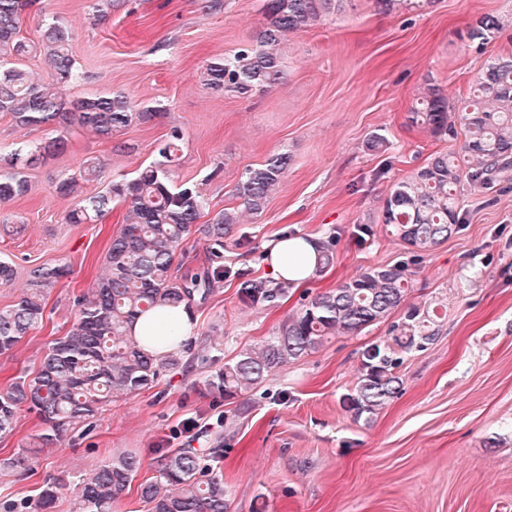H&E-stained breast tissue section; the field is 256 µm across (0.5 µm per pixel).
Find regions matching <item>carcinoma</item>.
<instances>
[{"mask_svg": "<svg viewBox=\"0 0 512 512\" xmlns=\"http://www.w3.org/2000/svg\"><path fill=\"white\" fill-rule=\"evenodd\" d=\"M32 0H0V113L25 126L68 125L72 122L103 140L133 121L147 122L157 112L138 109L124 95L88 96L71 108L53 91L55 85L78 78L69 54V32L52 18L41 26L40 55L49 70L48 83L32 81L9 60L28 55L33 46L21 35L22 19ZM345 0H265L268 23L254 44L233 55L210 62L203 82L214 90L246 95L281 78L280 47L285 36L316 25L341 8ZM503 28L496 15L485 14L467 31V38L489 43ZM411 122L440 137H463L460 153L435 152L427 162L398 182L383 201L384 223L394 229L415 260L458 232L464 222L458 207L461 189L488 185L512 172V54L491 60L476 76L469 100L455 106L434 84H427ZM179 130L157 149L161 160L141 169L131 181L114 180L105 191L80 201L65 220L89 224L100 220L112 201L127 206L121 228L107 251L104 273L86 294L77 298L76 320L67 333L54 340L36 371L16 378L0 393V434L13 431L16 414L25 406L45 425L41 447L58 444L77 428L87 434L94 418L111 398L132 394L153 384L179 364L173 355L156 358L137 344L132 327L138 317L160 308H193L224 281V240L233 235L242 212L260 214L288 171L291 156L271 155L247 169L235 188L243 209L226 208L206 224L199 223L205 202L191 187L175 188L169 169L178 160ZM68 139L62 133L36 146L17 147L6 166H0V203L26 197L31 186L22 167L28 160L63 154ZM104 173L100 161L86 160L79 176L65 177L55 186L58 194L76 192L79 182H94ZM209 242L212 264L194 275L172 273L178 248L193 233ZM68 268L41 264L29 271L27 289L13 305L0 308V353L11 350L43 320L45 291L58 283ZM407 266L385 265L359 274L319 293L288 317L278 333L258 348L237 353L206 379L207 387L230 400L261 385L274 369L322 347L333 336L355 335L402 312L385 340L364 347L356 381L343 397L354 420L371 422L402 389L398 368L406 355L423 351L439 335L429 308L408 303ZM288 289L279 284L243 280L240 300L251 307L269 306ZM224 449L214 448L204 462L194 448H174L161 459L156 473L138 484L145 512H228L227 492L219 463ZM35 451L0 459V472L30 470ZM141 469L135 453H123L97 465L79 482L75 512H113Z\"/></svg>", "mask_w": 512, "mask_h": 512, "instance_id": "1", "label": "carcinoma"}]
</instances>
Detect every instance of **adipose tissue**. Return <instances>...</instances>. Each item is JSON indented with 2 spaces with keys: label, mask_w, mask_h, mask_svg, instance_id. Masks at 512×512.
<instances>
[{
  "label": "adipose tissue",
  "mask_w": 512,
  "mask_h": 512,
  "mask_svg": "<svg viewBox=\"0 0 512 512\" xmlns=\"http://www.w3.org/2000/svg\"><path fill=\"white\" fill-rule=\"evenodd\" d=\"M266 267L274 279L302 287L309 283L318 269V247L304 236H281L266 248Z\"/></svg>",
  "instance_id": "obj_1"
}]
</instances>
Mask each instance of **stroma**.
<instances>
[{"label":"stroma","mask_w":512,"mask_h":512,"mask_svg":"<svg viewBox=\"0 0 512 512\" xmlns=\"http://www.w3.org/2000/svg\"><path fill=\"white\" fill-rule=\"evenodd\" d=\"M93 2L37 0L22 34L38 40L51 17L69 29L79 77L63 101L119 93L159 114L109 141L66 127L68 151L33 163L30 194L0 204V259L15 269L11 285L0 286V307L20 299L32 266L69 267L45 294L42 322L0 354V392L33 372L71 327L74 299L93 285L120 229L121 203L97 223H67L78 199L133 179L175 127L183 139L171 179L201 192L208 219L236 205L246 169L279 152L292 162L263 213L244 215L226 240L224 263L236 275L195 306V341L179 366L112 398L91 434L42 449L26 475H0V499L34 501L54 481L52 512H73L77 481L113 455L136 452L145 479L171 449L220 447L230 512H512V181L465 189L459 232L411 266L408 300L435 308L440 332L408 355L401 393L372 422L353 420L342 397L362 346L387 336L385 322L276 369L251 392L248 419L235 416L236 400L205 385L241 349L275 336L302 299L361 269L407 261L383 222V200L431 153L460 146L411 124L409 113L425 81L461 101L488 61L512 54V0H426L389 12L377 0H346L287 35L280 79L244 96L207 89L202 72L252 43L267 22L264 0H222L218 9L211 0H112L102 21L92 17ZM487 13L504 26L480 48L466 31ZM374 133L385 139L375 151L367 146ZM90 157L105 160L102 180L80 183L77 196L57 195L59 178ZM363 225L370 235L359 236ZM286 234L333 241L332 266L274 306L245 305L238 274L269 280L265 247ZM188 418L198 430L183 432Z\"/></svg>","instance_id":"1"}]
</instances>
